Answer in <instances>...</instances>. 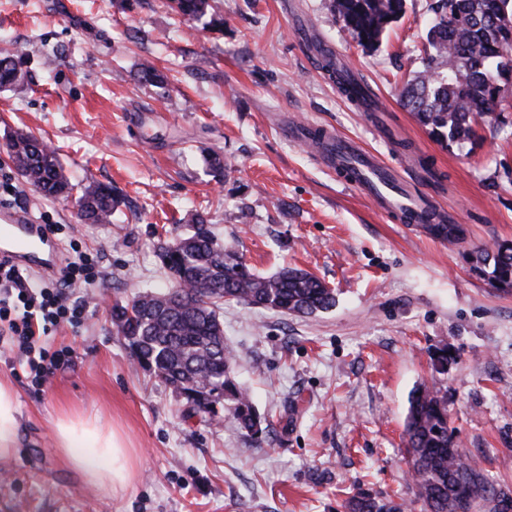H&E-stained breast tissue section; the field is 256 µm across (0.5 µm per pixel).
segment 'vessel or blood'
Here are the masks:
<instances>
[{
	"mask_svg": "<svg viewBox=\"0 0 512 512\" xmlns=\"http://www.w3.org/2000/svg\"><path fill=\"white\" fill-rule=\"evenodd\" d=\"M289 134L312 141L324 166L347 170L360 192L396 221L419 226L447 223L446 214L430 197L418 192L391 167L353 140L327 128L316 132L309 127H293ZM50 239L49 232L36 224L28 211L0 210V260L24 268L36 265L48 274L58 273L60 264L57 257L41 263L36 260L39 247Z\"/></svg>",
	"mask_w": 512,
	"mask_h": 512,
	"instance_id": "obj_1",
	"label": "vessel or blood"
}]
</instances>
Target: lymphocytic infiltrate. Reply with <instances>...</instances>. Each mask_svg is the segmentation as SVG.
<instances>
[{
  "label": "lymphocytic infiltrate",
  "mask_w": 512,
  "mask_h": 512,
  "mask_svg": "<svg viewBox=\"0 0 512 512\" xmlns=\"http://www.w3.org/2000/svg\"><path fill=\"white\" fill-rule=\"evenodd\" d=\"M90 279L87 260L81 256L63 265L53 287L36 293L25 268L0 261V335L9 337L32 385L43 386L59 368L72 361L73 349L52 352L43 347L42 339L61 324H75L67 290L78 283H89Z\"/></svg>",
  "instance_id": "1"
}]
</instances>
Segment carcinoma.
I'll return each instance as SVG.
<instances>
[{"label":"carcinoma","instance_id":"1","mask_svg":"<svg viewBox=\"0 0 512 512\" xmlns=\"http://www.w3.org/2000/svg\"><path fill=\"white\" fill-rule=\"evenodd\" d=\"M179 14L201 20L210 0H174ZM406 0H332L343 27L364 47H377L385 31L405 12ZM426 40L424 70L409 81L401 98L418 121L438 138L463 146L476 138L481 122L505 126L499 81H512V0H435ZM25 53L0 52V88L20 85ZM9 151L25 182L50 197H68L75 185L57 151L30 133L11 136ZM80 217L109 224L120 203L112 188L81 190ZM191 233L181 246L159 247L158 257L173 287L112 306V325L127 340L139 364L183 396L190 408L211 417L229 413L252 436L265 432L248 393L231 378L234 350L224 338L219 304L242 301L291 315H313L335 306L336 298L314 274L282 269L254 273L232 246L218 243L209 220L191 216ZM442 241L458 244V224H435ZM471 267L488 284L512 292V243L468 254ZM412 491L428 512H508L509 491L491 484L478 463L461 451L448 422V392L420 385L411 394L404 429ZM347 512H401V505L370 494L349 497Z\"/></svg>","mask_w":512,"mask_h":512}]
</instances>
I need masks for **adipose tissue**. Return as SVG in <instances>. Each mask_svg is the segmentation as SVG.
I'll list each match as a JSON object with an SVG mask.
<instances>
[{
    "label": "adipose tissue",
    "instance_id": "adipose-tissue-1",
    "mask_svg": "<svg viewBox=\"0 0 512 512\" xmlns=\"http://www.w3.org/2000/svg\"><path fill=\"white\" fill-rule=\"evenodd\" d=\"M18 413L16 391L0 382V459L13 456L20 444ZM56 443L89 488L112 495L130 484L133 460L129 448L115 431L103 429L96 417L61 416Z\"/></svg>",
    "mask_w": 512,
    "mask_h": 512
}]
</instances>
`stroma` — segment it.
Instances as JSON below:
<instances>
[{"instance_id": "stroma-1", "label": "stroma", "mask_w": 512, "mask_h": 512, "mask_svg": "<svg viewBox=\"0 0 512 512\" xmlns=\"http://www.w3.org/2000/svg\"><path fill=\"white\" fill-rule=\"evenodd\" d=\"M433 0L366 49L329 0H211L218 27L180 17L173 0H0V46L26 52V81L0 90V208L54 224L61 258H92L79 287V327L44 344L75 364L43 388L0 342V380L19 400L21 442L0 462V512H346L367 492L425 512L410 486L404 423L424 384L448 392L460 449L487 479L512 490V292L492 288L467 254L512 241V130L483 127L472 149L437 141L401 103L423 69ZM345 56L388 110L391 125L342 99L304 30ZM164 84L141 80L143 62ZM327 126L414 180L465 231L462 244L396 224L325 168L281 123ZM55 148L72 183H102L121 204L108 224L83 223L71 201L14 177L9 133ZM224 158L211 168V153ZM203 213L220 243L256 273L305 269L336 294L310 317L236 301L224 335L271 426L246 435L212 420L142 369L112 325V306L172 284L160 242ZM448 349L447 370L431 355ZM96 416L134 453L135 476L107 496L86 488L60 454L54 423Z\"/></svg>"}]
</instances>
